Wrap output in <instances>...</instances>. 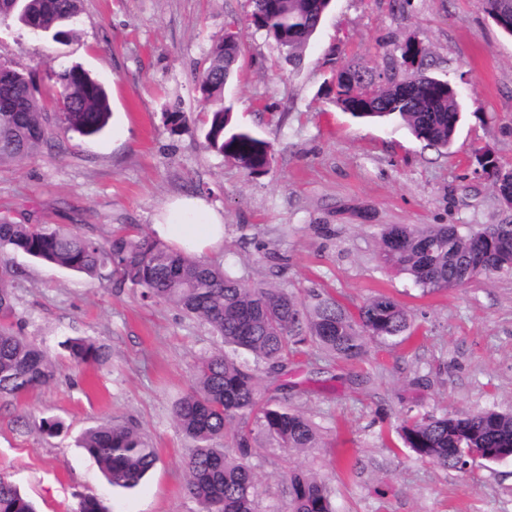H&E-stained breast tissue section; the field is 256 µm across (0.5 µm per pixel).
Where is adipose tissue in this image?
Listing matches in <instances>:
<instances>
[{"label":"adipose tissue","instance_id":"ef3b65f1","mask_svg":"<svg viewBox=\"0 0 512 512\" xmlns=\"http://www.w3.org/2000/svg\"><path fill=\"white\" fill-rule=\"evenodd\" d=\"M152 232L177 251L217 252L224 247V214L206 198H179L159 211Z\"/></svg>","mask_w":512,"mask_h":512}]
</instances>
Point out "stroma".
I'll return each instance as SVG.
<instances>
[{
	"label": "stroma",
	"instance_id": "obj_1",
	"mask_svg": "<svg viewBox=\"0 0 512 512\" xmlns=\"http://www.w3.org/2000/svg\"><path fill=\"white\" fill-rule=\"evenodd\" d=\"M249 0H82L76 33L33 39L0 22V63L31 75L40 98L79 65L105 83L112 119L84 137L57 130L49 144L0 168V219L77 224L100 236L121 224L150 231L162 203L204 196L224 213V249L208 254L240 278L293 292L328 293L356 309L383 293L409 312V339L371 343L360 362L314 344L290 358L280 402L317 427L301 452L255 439V512H286L289 470L315 475L336 512H512V459L443 469L404 448L406 412H512V273L425 293L380 255L390 224H454L467 233L512 223L476 150L512 166V37L483 0H333L300 66L249 24ZM242 36L239 68L224 88L236 121L273 148L268 170L251 175L204 147L195 89L214 40ZM408 42L427 51L430 74L460 92L463 119L448 149L416 140L398 121L364 122L333 101L331 78L347 67L389 70ZM180 106L189 125L171 131L163 113ZM12 260L17 319L57 365L52 382L0 397V476L39 512H75L80 496L111 512H202L184 490L190 443L173 406L192 388L195 367L223 343L208 324L135 288L24 254ZM101 346L104 362L75 368L64 343ZM60 422L58 433L44 430ZM129 422L157 462L134 489L109 485L79 448L90 428Z\"/></svg>",
	"mask_w": 512,
	"mask_h": 512
}]
</instances>
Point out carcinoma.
Returning a JSON list of instances; mask_svg holds the SVG:
<instances>
[{"label": "carcinoma", "instance_id": "1", "mask_svg": "<svg viewBox=\"0 0 512 512\" xmlns=\"http://www.w3.org/2000/svg\"><path fill=\"white\" fill-rule=\"evenodd\" d=\"M251 24L273 40L290 64L301 62L331 0H252ZM491 17H512V0H484ZM80 0H24L23 11L12 0H0V20L12 17L38 40L76 21ZM242 41L213 43L208 65L197 76L202 100L214 103L206 121L207 148L251 173L266 171L272 161L270 142L234 118L224 86L232 79ZM426 50L416 42L400 48L393 73L376 89L361 71L335 74L336 105L357 119L397 118L418 140L447 148L454 140L462 112L461 97L444 79L425 71ZM405 72L398 78L395 70ZM53 100L58 113L36 97L29 78L0 65V167L33 155L54 138V122L84 136L99 133L111 107L107 92L84 69L73 66L60 76ZM477 162L496 190L512 187V170L485 150ZM483 238L462 234L450 224H392L381 234L387 265L408 275L422 291L459 288L471 281L468 268L491 277L512 272V224ZM21 251L31 258L74 272L96 276L110 286L140 290L143 300L165 301L187 316L206 322L224 346L249 354L269 374L288 373L290 346L308 340L343 361L359 359L371 342L409 336L410 317L392 298L379 294L352 312L332 296L313 295L304 302L285 289L248 284L197 257L169 248L134 226L121 228L102 241L76 227L0 221V396L17 397L45 385L55 366L24 334L16 319L12 281L22 271L4 256ZM77 367L102 361L101 347L83 339L65 342ZM174 418L190 440L186 460L189 495L204 512H254L255 477L248 463L253 435L295 450L314 447L318 431L303 414L280 402L260 398L256 369L219 350L195 369V383L174 405ZM404 447L445 469L463 470L473 457L512 450V412L484 410L460 415L405 414L397 427ZM232 439L233 453L216 444ZM81 447L96 461L109 484L131 489L140 484L157 460L156 450L135 426L110 422L87 431ZM288 512H334L324 484L302 471L287 476ZM0 512H36L33 502L0 477Z\"/></svg>", "mask_w": 512, "mask_h": 512}]
</instances>
